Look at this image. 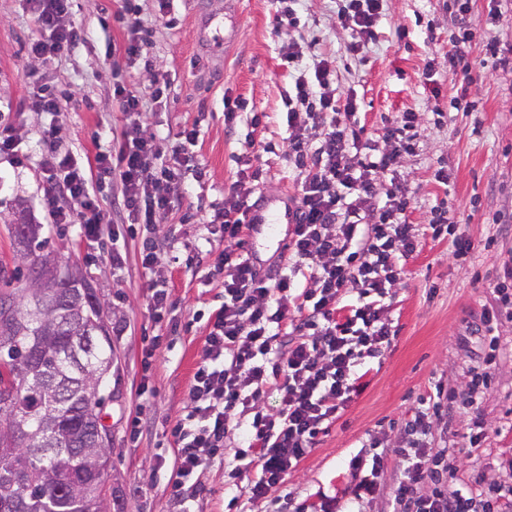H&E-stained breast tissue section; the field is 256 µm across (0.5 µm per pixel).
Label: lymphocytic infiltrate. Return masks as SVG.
I'll return each instance as SVG.
<instances>
[{
  "label": "lymphocytic infiltrate",
  "mask_w": 512,
  "mask_h": 512,
  "mask_svg": "<svg viewBox=\"0 0 512 512\" xmlns=\"http://www.w3.org/2000/svg\"><path fill=\"white\" fill-rule=\"evenodd\" d=\"M37 34L26 53L37 62L27 73L29 94L47 116L61 110L41 66L82 41L85 32L69 22L71 0H26ZM384 0H345L340 27L355 34L349 51L359 54L374 40ZM301 111L289 112L288 152L298 167L312 166L295 196L296 222L288 244L290 262L272 275L260 274L244 251L250 229L245 216L254 189L238 179V202L222 215L224 301L209 317L199 365L189 393L191 406L172 434L179 448L170 476L177 512H193L192 484L203 465L233 456L247 480L250 502L267 500L288 473L311 452L324 424L335 420L358 395L360 366L388 347L392 337L386 299L418 252L420 230L410 224L411 207L395 167L415 152L416 113H398L380 140L354 124L356 102L341 99L330 60H313L294 83ZM113 96L126 116L117 143L94 156L95 178L57 145L58 129L47 124L48 150L42 171L52 192L45 204L56 223L75 224L86 239L98 238L107 222L93 183L119 180L120 207L128 223L151 226L173 207L183 186L178 160L188 157L196 132L168 139L142 129L141 97L116 86ZM307 273L298 283L299 273ZM276 391L279 404L264 399ZM443 386L406 423L394 453H358L348 464L352 498L364 503L381 493L378 483L394 464L393 512H512V471L485 481L461 483L460 466L447 449L433 447L434 427H447ZM243 432L246 448L228 453L230 426Z\"/></svg>",
  "instance_id": "obj_1"
}]
</instances>
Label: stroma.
Instances as JSON below:
<instances>
[{
  "label": "stroma",
  "mask_w": 512,
  "mask_h": 512,
  "mask_svg": "<svg viewBox=\"0 0 512 512\" xmlns=\"http://www.w3.org/2000/svg\"><path fill=\"white\" fill-rule=\"evenodd\" d=\"M451 0H385L376 39L351 55V36L336 17V0H240L236 35L228 47L207 41L208 17L223 18L226 0H128L132 15L149 32L139 60L118 61L110 46L121 45L126 27L118 0H73L72 19L88 39L55 60L45 77L62 94L56 116L59 145L87 167L97 146L120 136L124 119L113 96L115 85L147 100L144 126L162 136L196 129L191 151L205 165L202 177L184 174V195L161 218L158 236L170 246L153 275L140 263L139 233L118 238H82L73 224L55 223L43 200L49 192L39 160L46 148L47 118L36 110L24 84L33 62L25 45L35 29L23 0H0V125L10 126L29 160L17 165L0 155V268L14 273L20 261L8 231L17 203H24L42 227L47 249L61 263L79 267L112 311L114 359L107 376L112 397L102 423L112 433L107 484L124 512H174L169 477L175 447L171 435L190 404L188 383L200 360L208 317L222 302L223 277L213 270L224 244L214 216L233 207L230 192L241 174H256L255 199L295 196L302 174L288 157V96L292 71L282 56L288 42L303 51V65L325 57L336 66L340 95L359 100L357 119L366 136L378 138L385 118L418 113L416 151L397 164L404 175L410 223L426 228L433 206L442 204L455 221L428 233L409 258L393 290L388 317L395 330L389 347L366 359L363 391L349 402L311 452L272 496H287L284 512L318 502L320 495L348 501L346 463L360 446L396 449L404 426L435 384L462 395L469 370L488 354L480 336L482 314L490 307L491 283L512 258V73L493 68L487 42L512 46V0H473L478 34L467 49L471 83L448 75V53L458 35L448 23ZM294 8L295 21L284 12ZM170 80L162 104H152L154 74ZM238 101L234 126L224 123V100ZM261 114L252 126L253 114ZM447 180H440V173ZM469 239L472 251L454 256V238ZM126 255L122 272L112 270L113 250ZM164 285L169 313L163 320L148 308L151 283ZM496 391L470 406L455 404V421L436 438L452 448L462 478L497 473L512 457V361L494 369ZM491 430L480 448L465 436L474 415ZM142 434H135L134 417ZM233 459L201 467L196 512H237L232 505L241 480Z\"/></svg>",
  "instance_id": "stroma-1"
}]
</instances>
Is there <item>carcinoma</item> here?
<instances>
[{"label": "carcinoma", "mask_w": 512, "mask_h": 512, "mask_svg": "<svg viewBox=\"0 0 512 512\" xmlns=\"http://www.w3.org/2000/svg\"><path fill=\"white\" fill-rule=\"evenodd\" d=\"M41 225L22 235L11 230L19 251L29 257L26 280L36 274L35 258L47 247ZM14 278L0 284V442L12 437L9 426L20 418L33 430L59 419L72 441L50 448L21 442L0 447V512H107L104 479H84L79 492L75 479L94 467L95 457L84 453L83 439L106 429L100 408L105 397L91 400L98 368L112 363V339L99 316L93 294L77 282L64 281L61 295L45 318L29 315ZM33 359L43 367L47 389L24 382L21 365Z\"/></svg>", "instance_id": "carcinoma-1"}]
</instances>
